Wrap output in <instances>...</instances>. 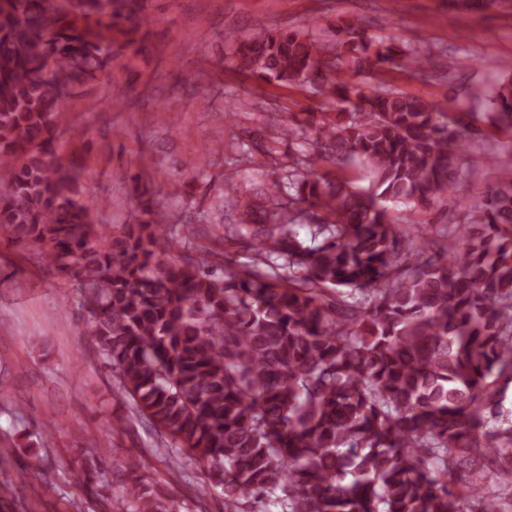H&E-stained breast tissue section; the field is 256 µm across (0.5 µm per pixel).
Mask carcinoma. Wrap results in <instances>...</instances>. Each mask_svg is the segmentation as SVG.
Wrapping results in <instances>:
<instances>
[{
    "label": "carcinoma",
    "mask_w": 512,
    "mask_h": 512,
    "mask_svg": "<svg viewBox=\"0 0 512 512\" xmlns=\"http://www.w3.org/2000/svg\"><path fill=\"white\" fill-rule=\"evenodd\" d=\"M143 11L0 0V226L77 288L83 335L126 403L112 432L145 421L222 488L226 512H512V178L442 252L378 204H455L461 127L425 99L354 80L418 71L423 57L352 20L323 42L261 21L229 39L237 72L318 89L328 110L281 135L314 130L319 156L357 164L371 191L294 160L268 188L288 204L246 205L233 230L252 266L226 272L204 246L174 255L179 238L220 225L163 227L137 178V214L105 234L94 212L106 201L86 198V166L60 155L61 103L137 45ZM502 68L491 104L512 129ZM129 469L124 512H176L138 462Z\"/></svg>",
    "instance_id": "obj_1"
}]
</instances>
